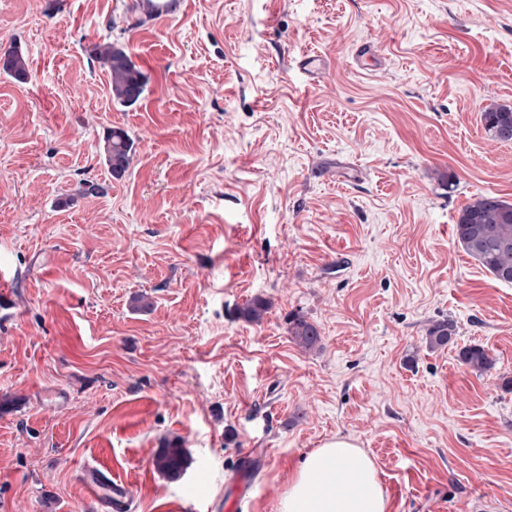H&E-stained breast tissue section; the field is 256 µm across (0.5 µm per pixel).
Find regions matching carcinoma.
I'll list each match as a JSON object with an SVG mask.
<instances>
[{"mask_svg": "<svg viewBox=\"0 0 512 512\" xmlns=\"http://www.w3.org/2000/svg\"><path fill=\"white\" fill-rule=\"evenodd\" d=\"M92 55L110 74L112 98L123 106L137 103L144 93L145 83L125 49L112 43L96 44ZM0 69L18 81L28 78L26 60L18 51L4 54ZM482 122L492 140L512 143L511 106L487 107L482 112ZM132 151L133 143L127 133L121 129L108 132L103 152L113 177L120 178L128 170ZM453 232L456 243L495 279L512 283V203L496 195H483L461 210ZM288 333L293 342L304 350H311L320 342L316 325L301 316L289 321ZM454 335L451 323L437 321L427 330V346L437 349L452 345ZM457 357L463 365L478 372L492 366L489 351L479 344L459 348ZM187 464L186 450L176 442L159 449L154 458L156 469L172 480L181 476Z\"/></svg>", "mask_w": 512, "mask_h": 512, "instance_id": "1", "label": "carcinoma"}]
</instances>
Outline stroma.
<instances>
[{"mask_svg": "<svg viewBox=\"0 0 512 512\" xmlns=\"http://www.w3.org/2000/svg\"><path fill=\"white\" fill-rule=\"evenodd\" d=\"M132 2L0 0V55L31 67L0 71V512H111L81 481L99 464L132 512H274L339 435L386 512H512V284L453 238L478 197L512 203V143L481 122L512 106V0H193L148 31ZM364 38L372 77L345 61ZM107 41L145 78L134 106ZM304 52L331 68L308 80ZM444 319L455 343L429 349ZM92 55L110 74L112 98L123 106L137 103L145 83L125 49L112 43L95 44ZM133 143L121 129L108 132L104 142V156L114 178H121L132 160ZM288 333L293 342L304 350L315 348L321 339L316 325L301 316L289 321ZM457 357L463 365L478 372L491 368L493 362L489 351L479 344L459 348ZM188 464L185 448L180 443H168L159 448L154 458L156 469L169 479H177L184 472Z\"/></svg>", "mask_w": 512, "mask_h": 512, "instance_id": "1", "label": "stroma"}]
</instances>
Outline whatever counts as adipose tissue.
I'll use <instances>...</instances> for the list:
<instances>
[{
    "label": "adipose tissue",
    "instance_id": "obj_1",
    "mask_svg": "<svg viewBox=\"0 0 512 512\" xmlns=\"http://www.w3.org/2000/svg\"><path fill=\"white\" fill-rule=\"evenodd\" d=\"M276 512H386V498L372 458L339 436L308 455Z\"/></svg>",
    "mask_w": 512,
    "mask_h": 512
}]
</instances>
